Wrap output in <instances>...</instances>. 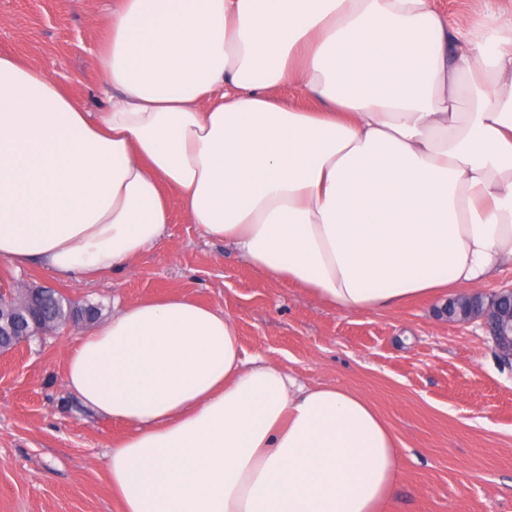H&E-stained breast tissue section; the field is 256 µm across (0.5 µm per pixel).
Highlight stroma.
Segmentation results:
<instances>
[{"label": "stroma", "mask_w": 512, "mask_h": 512, "mask_svg": "<svg viewBox=\"0 0 512 512\" xmlns=\"http://www.w3.org/2000/svg\"><path fill=\"white\" fill-rule=\"evenodd\" d=\"M113 0H0V54L43 69L85 110L106 108L92 60ZM451 28L512 0H434ZM58 287L99 306L188 295L223 309L246 360H269L310 386L367 399L393 431L401 478L382 512H512V363L473 324L417 299L385 314L344 312L271 280L173 207L169 238L129 271L86 281L44 268H0V289ZM89 327L32 337L0 357V512H118L104 454L125 424L85 413L63 385Z\"/></svg>", "instance_id": "stroma-1"}]
</instances>
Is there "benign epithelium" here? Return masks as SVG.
Wrapping results in <instances>:
<instances>
[{"mask_svg": "<svg viewBox=\"0 0 512 512\" xmlns=\"http://www.w3.org/2000/svg\"><path fill=\"white\" fill-rule=\"evenodd\" d=\"M38 299L27 294L25 301L18 305V317L15 319L1 318L0 332L14 335L15 331L32 318ZM444 317L450 322L479 323V326L490 336L495 350L505 358L512 357V286L500 288L491 293H466L453 300Z\"/></svg>", "mask_w": 512, "mask_h": 512, "instance_id": "7a95c632", "label": "benign epithelium"}]
</instances>
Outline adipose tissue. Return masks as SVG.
<instances>
[{
  "label": "adipose tissue",
  "mask_w": 512,
  "mask_h": 512,
  "mask_svg": "<svg viewBox=\"0 0 512 512\" xmlns=\"http://www.w3.org/2000/svg\"><path fill=\"white\" fill-rule=\"evenodd\" d=\"M87 112L0 55V262L94 278L189 223L333 310L389 312L512 263V16L433 0H115ZM295 87L309 109L275 91ZM474 108L457 109L460 98ZM64 384L129 433L121 512H379L400 473L362 396L246 364L223 309L123 306ZM434 4L453 29L475 25L492 14L512 15V0H435Z\"/></svg>",
  "instance_id": "adipose-tissue-1"
}]
</instances>
